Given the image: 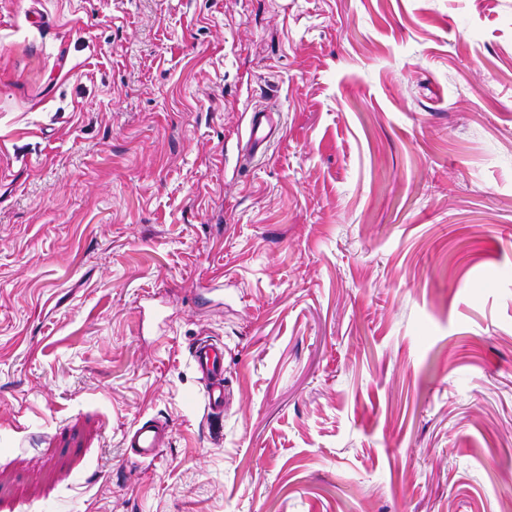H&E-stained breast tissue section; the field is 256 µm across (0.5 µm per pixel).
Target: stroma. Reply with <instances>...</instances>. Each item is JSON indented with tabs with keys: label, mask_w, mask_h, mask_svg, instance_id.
<instances>
[{
	"label": "stroma",
	"mask_w": 512,
	"mask_h": 512,
	"mask_svg": "<svg viewBox=\"0 0 512 512\" xmlns=\"http://www.w3.org/2000/svg\"><path fill=\"white\" fill-rule=\"evenodd\" d=\"M510 501L512 0H0V512ZM276 110L255 108L251 112L249 136L245 144L243 162L250 161L270 144L279 131V123L275 119ZM192 364L204 382V407L208 414L224 410V348L209 339H199L190 351ZM168 432L167 421L158 418L143 420L128 432L125 447L140 462L154 460Z\"/></svg>",
	"instance_id": "35a3bbf8"
}]
</instances>
